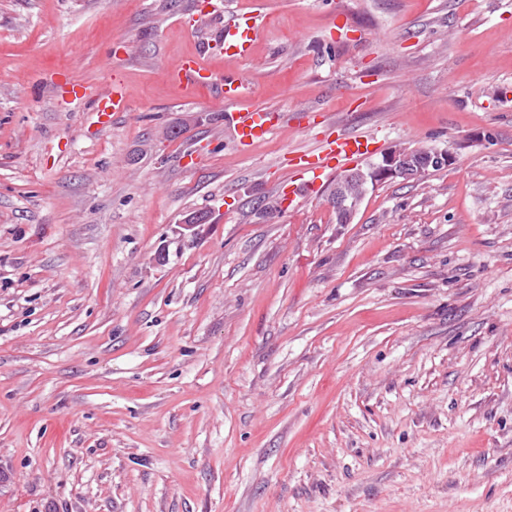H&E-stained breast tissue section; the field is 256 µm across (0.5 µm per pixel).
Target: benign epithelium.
Segmentation results:
<instances>
[{
  "label": "benign epithelium",
  "mask_w": 512,
  "mask_h": 512,
  "mask_svg": "<svg viewBox=\"0 0 512 512\" xmlns=\"http://www.w3.org/2000/svg\"><path fill=\"white\" fill-rule=\"evenodd\" d=\"M452 153L447 149L417 151L406 147L390 150L377 161L363 168L345 172L334 185L328 197L329 206L336 211V223L349 224L358 210L359 201L350 198L347 187L356 183L363 189L387 181L415 179L433 169L451 164Z\"/></svg>",
  "instance_id": "7a95c632"
}]
</instances>
